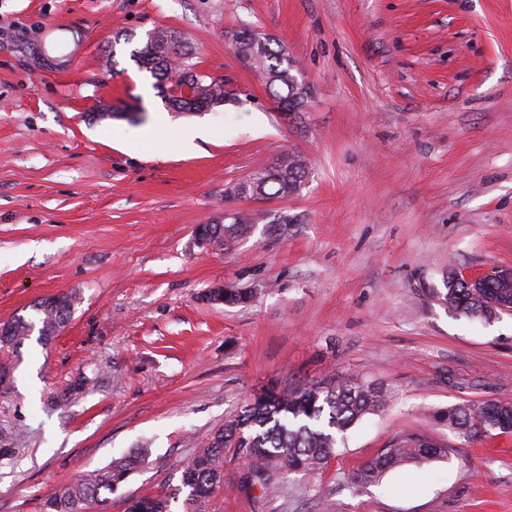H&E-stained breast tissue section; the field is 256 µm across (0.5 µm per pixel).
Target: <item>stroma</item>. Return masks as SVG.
Instances as JSON below:
<instances>
[{
    "label": "stroma",
    "instance_id": "1",
    "mask_svg": "<svg viewBox=\"0 0 512 512\" xmlns=\"http://www.w3.org/2000/svg\"><path fill=\"white\" fill-rule=\"evenodd\" d=\"M244 26L296 61L301 112L283 115L234 54ZM162 27L231 101L166 110L132 58ZM161 115L166 133L137 144ZM197 122L213 136L183 153L178 131ZM285 150L309 167L297 193L226 196ZM228 210L257 217L240 244H200L198 225ZM494 268L512 269V0H0V323L77 298L50 342L0 349V512H40L60 482L145 448L105 509L126 512L177 486L263 388L349 374L387 408L268 497L225 449L207 512H512V434L466 442L444 419L512 401V315L485 323L428 294L449 270ZM214 288L248 298L205 300ZM404 431L454 452L346 486Z\"/></svg>",
    "mask_w": 512,
    "mask_h": 512
}]
</instances>
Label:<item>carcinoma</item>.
<instances>
[{"mask_svg": "<svg viewBox=\"0 0 512 512\" xmlns=\"http://www.w3.org/2000/svg\"><path fill=\"white\" fill-rule=\"evenodd\" d=\"M233 50L239 60L260 73L270 95L288 112H299L308 100L309 87L298 80V68L288 52L269 35L260 36L242 28L233 36ZM140 69L146 70L162 87V99L173 112L211 111L229 100L224 83L196 70L187 37L155 29L146 34L144 46L132 53ZM288 168L281 162L252 171L256 188L262 194L273 189L288 196L296 193L307 177L301 157L287 154ZM253 223L248 215L229 224L204 225L205 238L226 252L233 251ZM445 291L429 290L430 296L445 309L469 318L491 322L503 311L491 304L493 298H511L512 294L496 279L475 288L458 271L448 272ZM76 298L60 294L34 306L41 322L39 340L63 328L74 309ZM10 334L0 335V345L16 347L34 329L31 319L17 316L9 322ZM386 405L384 390L372 382L330 377L309 386H280L273 383L224 428L205 442L204 448L179 467L180 485L187 491L184 512H205L214 490L224 484V449L232 448L246 462L243 486L258 489L266 496L275 479L291 472L314 471L334 454L336 445L363 416L382 410ZM448 426L457 437L469 441L492 438L512 432V402L491 399L478 404H462L448 409ZM453 452L448 444L419 432L396 435L388 446L345 477L347 484L361 488L379 479L386 471L409 463H426L446 458ZM145 460L138 448L112 461L60 484L42 500V512H89L91 506L110 500V495L125 482ZM174 496L162 492L130 500L126 512H171Z\"/></svg>", "mask_w": 512, "mask_h": 512, "instance_id": "carcinoma-1", "label": "carcinoma"}]
</instances>
